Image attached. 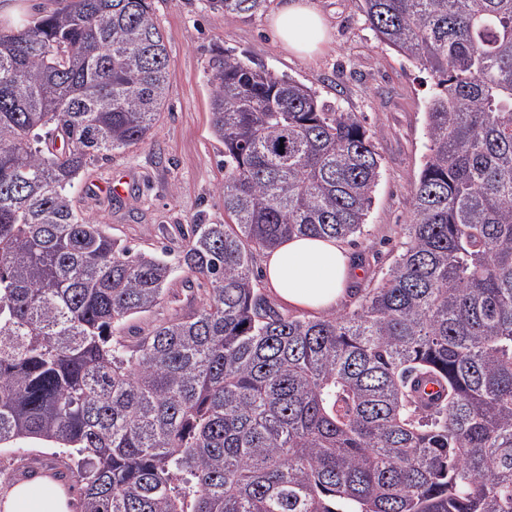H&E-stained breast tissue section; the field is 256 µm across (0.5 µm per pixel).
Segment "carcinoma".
<instances>
[{"mask_svg":"<svg viewBox=\"0 0 512 512\" xmlns=\"http://www.w3.org/2000/svg\"><path fill=\"white\" fill-rule=\"evenodd\" d=\"M0 23V446L74 448L80 512H512V0H361L433 78L407 241L354 307L284 315L254 267L363 233L380 158L354 112L209 60L222 224L174 259L77 211L153 136L172 80L152 0ZM270 0H207L249 21ZM195 306L130 335L176 272Z\"/></svg>","mask_w":512,"mask_h":512,"instance_id":"carcinoma-1","label":"carcinoma"}]
</instances>
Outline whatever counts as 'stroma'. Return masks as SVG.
I'll return each mask as SVG.
<instances>
[{"label":"stroma","instance_id":"obj_1","mask_svg":"<svg viewBox=\"0 0 512 512\" xmlns=\"http://www.w3.org/2000/svg\"><path fill=\"white\" fill-rule=\"evenodd\" d=\"M331 37L321 53L298 57L283 48L267 16L228 22L206 0H154L173 78L155 137L139 147L113 152L90 166L75 184L78 209L136 250H176L192 224L224 220V146L211 128L210 69L216 49L245 54L269 71L315 89L324 100L357 113L375 135L380 179L363 234L344 241L364 270L353 293L377 286L402 250L403 227L412 219V192L426 151L425 110L433 81L379 41L356 0H314ZM128 176L130 195H93L94 184ZM74 461L63 449L40 442L0 450V487L28 475L59 473L73 485Z\"/></svg>","mask_w":512,"mask_h":512}]
</instances>
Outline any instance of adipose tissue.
<instances>
[{"label":"adipose tissue","mask_w":512,"mask_h":512,"mask_svg":"<svg viewBox=\"0 0 512 512\" xmlns=\"http://www.w3.org/2000/svg\"><path fill=\"white\" fill-rule=\"evenodd\" d=\"M271 26L284 48L304 57L329 44L312 0H281ZM264 274L271 292L288 306L325 313L335 308L358 270L338 241L291 237L267 252ZM0 512H71L70 496L47 477L22 481L0 491Z\"/></svg>","instance_id":"obj_1"}]
</instances>
